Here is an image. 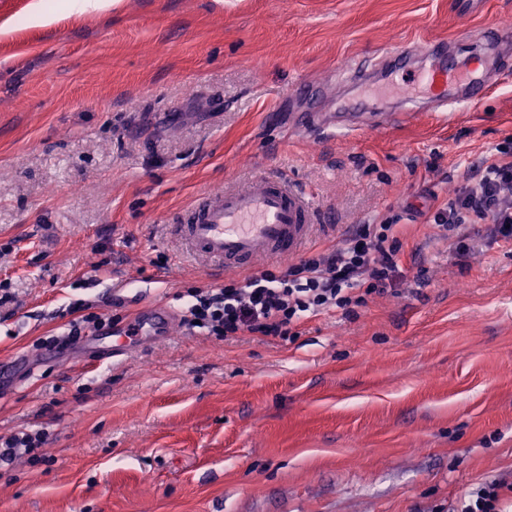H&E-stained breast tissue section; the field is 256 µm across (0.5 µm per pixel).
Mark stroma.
<instances>
[{"mask_svg":"<svg viewBox=\"0 0 512 512\" xmlns=\"http://www.w3.org/2000/svg\"><path fill=\"white\" fill-rule=\"evenodd\" d=\"M0 0V437L45 434L0 467V512H452L512 483V243L458 261L428 218L512 152V0ZM475 70L474 106L419 99L412 68ZM283 176L340 243L403 224L401 268L358 317L294 342L176 327L100 360L60 348L81 302L131 324L123 278L184 314L222 285L167 226L202 192Z\"/></svg>","mask_w":512,"mask_h":512,"instance_id":"stroma-1","label":"stroma"}]
</instances>
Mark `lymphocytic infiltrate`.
I'll use <instances>...</instances> for the list:
<instances>
[{
    "instance_id": "1",
    "label": "lymphocytic infiltrate",
    "mask_w": 512,
    "mask_h": 512,
    "mask_svg": "<svg viewBox=\"0 0 512 512\" xmlns=\"http://www.w3.org/2000/svg\"><path fill=\"white\" fill-rule=\"evenodd\" d=\"M472 220L486 223L492 238L512 241V160L488 164L476 186L448 198L432 216L461 257L469 250ZM401 233L398 224H363L342 243L295 264L189 289L186 321L227 341L245 334L294 341L302 320L329 312L354 316L370 295L384 292L399 270Z\"/></svg>"
}]
</instances>
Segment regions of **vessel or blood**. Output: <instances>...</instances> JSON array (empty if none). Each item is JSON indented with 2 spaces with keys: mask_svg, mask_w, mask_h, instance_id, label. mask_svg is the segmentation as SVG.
<instances>
[{
  "mask_svg": "<svg viewBox=\"0 0 512 512\" xmlns=\"http://www.w3.org/2000/svg\"><path fill=\"white\" fill-rule=\"evenodd\" d=\"M451 81L466 90L467 104H477L469 94L470 76L463 69L433 64L413 73L400 87L406 102H415L419 87ZM172 235L195 255L213 260L218 268L234 270L262 259L296 255L316 233L332 234L336 227L324 223L322 211L310 197L283 178L263 177L243 185L203 191L171 224ZM174 313L150 304L139 313L134 328L121 331L113 354L155 340L171 326Z\"/></svg>",
  "mask_w": 512,
  "mask_h": 512,
  "instance_id": "vessel-or-blood-1",
  "label": "vessel or blood"
}]
</instances>
